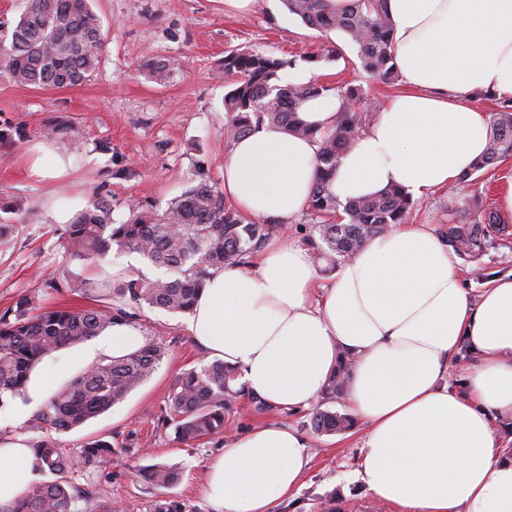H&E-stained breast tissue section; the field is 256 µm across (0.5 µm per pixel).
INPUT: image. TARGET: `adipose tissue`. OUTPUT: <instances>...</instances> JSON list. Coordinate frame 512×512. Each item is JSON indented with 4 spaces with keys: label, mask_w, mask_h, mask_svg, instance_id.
Here are the masks:
<instances>
[{
    "label": "adipose tissue",
    "mask_w": 512,
    "mask_h": 512,
    "mask_svg": "<svg viewBox=\"0 0 512 512\" xmlns=\"http://www.w3.org/2000/svg\"><path fill=\"white\" fill-rule=\"evenodd\" d=\"M404 89L338 159L340 202L397 187L420 199L482 157L479 92L512 97V0H386ZM315 140L262 124L224 155V198L280 231L246 263L211 270L187 330L267 409L298 412L322 395L340 353L354 358L348 402L362 437L355 477L405 512H512V458L493 422L512 417V272L471 296L455 253L426 224H394L319 283L287 229L317 180ZM139 324L114 320L88 352L140 349ZM468 354L462 381L449 378ZM22 439L0 444V512L31 474ZM310 442L267 421L225 444L206 470L213 512H270L310 466Z\"/></svg>",
    "instance_id": "ef3b65f1"
}]
</instances>
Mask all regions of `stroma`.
<instances>
[{"mask_svg":"<svg viewBox=\"0 0 512 512\" xmlns=\"http://www.w3.org/2000/svg\"><path fill=\"white\" fill-rule=\"evenodd\" d=\"M104 32L102 61L86 83L69 88L20 86L0 77V222L10 225L0 237V312L22 296L35 297L45 307L82 309L93 298L66 287H50L63 271L85 276L89 270L68 261L61 247L64 221L98 197L112 204L115 220H126L132 201L165 209L169 200L199 180L224 183V96L230 85L220 72L227 49L251 46L266 54L291 58L296 68L309 70L312 81L336 88L361 86L366 105L377 113L403 89L368 76L357 59V48L340 32L307 27L291 14L283 0H254L246 13H232L224 0H92ZM181 57L182 69L167 84L149 80L148 58ZM60 133L45 139L46 127ZM48 142L68 164L65 177L45 183L32 177L30 149ZM495 175L482 174L417 200L410 216L415 224L440 228L460 200L493 188ZM36 210L28 219V210ZM512 271V241L496 242L479 263L460 262L459 272L471 294L488 279ZM137 316L147 339L167 350L159 368L124 401L59 436L67 447L93 438L111 440L135 432L138 450L119 452L97 472L74 476L75 485L89 491L76 503L77 512H149L155 488L144 470L160 462L182 468L171 495L189 512H213L201 488L205 467L219 456L226 441L270 418L309 435L312 461L300 488L272 512H401L374 497L354 477L361 459L357 431L317 435L309 412H256L248 400L226 422L223 438L193 445L176 441L172 429L158 419L168 410L167 397L175 377L197 366L203 352L192 341L187 317L149 307ZM81 345L58 349L37 366L27 394L0 408V442L33 440L30 425L55 388L85 368Z\"/></svg>","mask_w":512,"mask_h":512,"instance_id":"obj_1","label":"stroma"}]
</instances>
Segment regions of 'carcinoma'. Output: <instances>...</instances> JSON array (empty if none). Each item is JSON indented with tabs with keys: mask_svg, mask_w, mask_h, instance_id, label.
Wrapping results in <instances>:
<instances>
[{
	"mask_svg": "<svg viewBox=\"0 0 512 512\" xmlns=\"http://www.w3.org/2000/svg\"><path fill=\"white\" fill-rule=\"evenodd\" d=\"M286 2L289 11L306 25L344 33L357 46L358 59L368 74L384 80L397 75L385 0H348L340 11L331 9L328 0ZM103 44L102 24L91 0H29L10 36L0 37V75L41 89L78 86L99 68ZM292 65L291 60L249 46L225 52L223 72L233 79L224 97L227 142L237 141L264 123L314 136V131L297 126L295 114L306 99L328 94L332 88L318 82L283 83L281 72ZM180 66V59L170 56L149 60L147 70L149 78L161 84L172 79ZM336 96L341 100L336 127L316 139L319 178L308 210L313 218H330L314 225L319 238L314 248L346 258L390 225L406 222L415 202L396 187L346 204L329 192L328 181L338 158L365 129L367 120L361 112V87L350 85L337 90ZM482 97L494 101L497 109L489 117L486 153L472 172L460 179L462 183L512 154V100H503L491 91ZM461 212L460 217L448 219L440 234L448 247L469 262L478 261L495 239L512 237V226L499 223L496 211L481 196L464 202ZM276 230L278 227L267 221L246 219L205 180L173 198L161 213L140 203L129 205V216L122 222L112 218L109 201H92L67 225L62 248L66 258L98 271L94 277L73 276L66 282L70 290L97 298L98 305L52 309L24 296L0 314V407L23 393L33 368L44 357L99 336L117 317L137 320L132 309L138 305L175 314L191 312L209 270L241 262ZM114 249L139 254L163 275L112 278L103 265ZM165 356V348L150 341L134 353L89 366L56 391L31 425L42 433L31 444L32 473L54 479L27 483L7 512H73L72 504L81 498L73 474L101 467L112 459L117 447L130 449L131 436L117 447L97 439L66 449L43 432H66L107 411L146 381ZM352 364L350 355H340L322 400L313 409L310 424L314 431L339 433L353 427L348 414L323 408L347 393ZM235 379L234 369L221 360L184 371L170 389L169 412L162 417L161 426L173 428L176 439L186 444L223 436L226 415L242 397V390L234 387ZM180 475L178 466L165 463L154 464L145 472L148 483L163 490L152 500L149 512H186L184 503L165 493Z\"/></svg>",
	"mask_w": 512,
	"mask_h": 512,
	"instance_id": "carcinoma-1",
	"label": "carcinoma"
}]
</instances>
